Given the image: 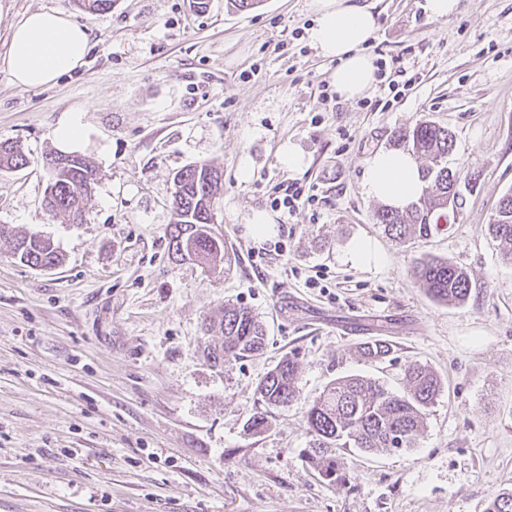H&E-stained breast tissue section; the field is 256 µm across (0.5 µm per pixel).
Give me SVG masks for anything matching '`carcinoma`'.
<instances>
[{
  "label": "carcinoma",
  "mask_w": 512,
  "mask_h": 512,
  "mask_svg": "<svg viewBox=\"0 0 512 512\" xmlns=\"http://www.w3.org/2000/svg\"><path fill=\"white\" fill-rule=\"evenodd\" d=\"M113 0H75L78 8L89 13H103L112 8ZM454 143L453 134L445 127L419 122L398 132L395 145L417 158L426 160L421 167L426 183L423 194L403 210L382 206L375 212L376 223L397 241L412 235L426 238L439 219L460 206V174L448 168V154ZM58 153L42 158L46 171L44 207L51 215H65L75 223L83 220L88 187L95 184L96 170L81 155L69 153L72 161L53 165ZM29 158L20 147L0 142V172L26 167ZM171 208L174 219L165 235L172 261H195L217 267L226 257L224 240L210 232V222L217 213L216 199L221 186V174L206 162L189 164L176 171L172 178ZM490 234L504 249V257L512 261V192L498 201L488 224ZM0 239L10 241L15 257L37 269L59 266L62 254L54 243L38 234L18 236L4 224ZM414 280L432 299L441 303L461 304L471 291L469 274L446 259L429 258L416 265ZM209 329L221 333L220 347L207 351L206 359L222 367L238 359L258 355L264 348L265 329L250 310L226 305L220 318L209 322ZM362 356L383 359L390 353L387 343L376 340L360 347ZM299 363L283 358L256 387L257 401L267 407L285 406L298 398ZM404 390L393 392L378 380L349 375L331 381L306 411L310 446L303 458L331 476L336 473L332 449L357 448L363 453L376 454L415 447L430 407L442 391L440 377L431 368L417 362L408 365L404 374ZM485 512H512V491L492 498Z\"/></svg>",
  "instance_id": "carcinoma-1"
}]
</instances>
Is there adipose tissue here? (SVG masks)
Segmentation results:
<instances>
[{
  "label": "adipose tissue",
  "mask_w": 512,
  "mask_h": 512,
  "mask_svg": "<svg viewBox=\"0 0 512 512\" xmlns=\"http://www.w3.org/2000/svg\"><path fill=\"white\" fill-rule=\"evenodd\" d=\"M311 40L319 53L336 60L331 83L344 99L361 97L376 81V69L362 47L377 18L357 0H313ZM85 30L56 11L29 13L12 31L6 57L15 83L25 88L53 84L80 66L87 53ZM365 192L385 204L404 208L418 199L425 183L415 157L403 150L375 152L366 161Z\"/></svg>",
  "instance_id": "obj_1"
}]
</instances>
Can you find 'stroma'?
Segmentation results:
<instances>
[{"label":"stroma","mask_w":512,"mask_h":512,"mask_svg":"<svg viewBox=\"0 0 512 512\" xmlns=\"http://www.w3.org/2000/svg\"><path fill=\"white\" fill-rule=\"evenodd\" d=\"M310 2L242 13L230 0H114L91 14L0 0V141L31 159L0 174V224L63 255L37 270L0 240V512H484L512 489V265L487 233L512 191V0H459L439 21L426 0H363L377 15L366 52L412 83L393 97L380 79L355 100L329 85L336 63L309 38ZM35 10L82 26L88 52L54 84L23 88L5 57ZM69 118L98 170L81 224L43 208L40 159ZM422 120L454 133L463 202L401 243L374 220L365 164ZM285 143L301 169L283 164ZM194 161L223 174V274L168 254L172 177ZM294 182L313 202L272 211ZM256 209L272 211L275 236L248 234ZM363 239L380 264L351 260ZM428 257L468 272L465 303L419 288L412 269ZM228 303L260 317L266 346L217 368L204 353L221 335L204 325ZM375 339L391 347L380 362L357 352ZM286 356L299 398L252 432L256 386ZM412 361L444 382L415 447L337 449L330 477L305 463V413L329 382L357 374L399 392Z\"/></svg>","instance_id":"stroma-1"}]
</instances>
